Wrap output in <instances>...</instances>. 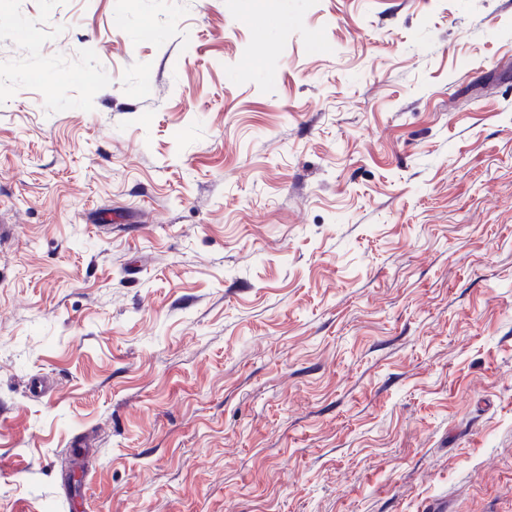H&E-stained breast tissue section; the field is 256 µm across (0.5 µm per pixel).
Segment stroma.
<instances>
[{
  "label": "stroma",
  "mask_w": 512,
  "mask_h": 512,
  "mask_svg": "<svg viewBox=\"0 0 512 512\" xmlns=\"http://www.w3.org/2000/svg\"><path fill=\"white\" fill-rule=\"evenodd\" d=\"M0 512H512V0H0Z\"/></svg>",
  "instance_id": "obj_1"
}]
</instances>
